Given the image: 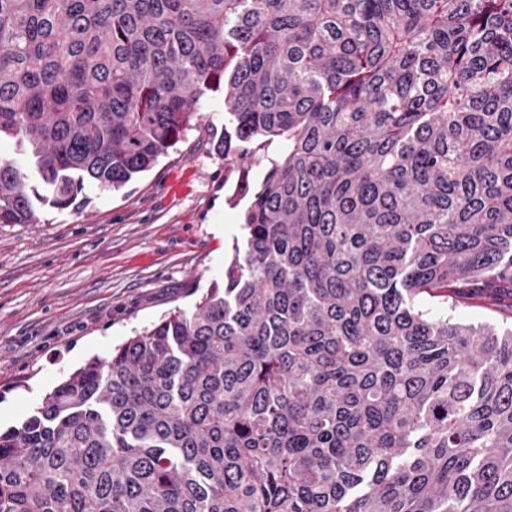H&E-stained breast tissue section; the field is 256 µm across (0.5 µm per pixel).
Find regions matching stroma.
<instances>
[{
	"label": "stroma",
	"mask_w": 512,
	"mask_h": 512,
	"mask_svg": "<svg viewBox=\"0 0 512 512\" xmlns=\"http://www.w3.org/2000/svg\"><path fill=\"white\" fill-rule=\"evenodd\" d=\"M228 116L209 97L194 129L117 191L86 185L80 207H43L37 224H0V429L20 425L72 370L192 308L222 280L243 236L229 205L213 129ZM436 316L512 328L487 300H425Z\"/></svg>",
	"instance_id": "obj_1"
}]
</instances>
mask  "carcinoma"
I'll return each mask as SVG.
<instances>
[{
  "label": "carcinoma",
  "instance_id": "1",
  "mask_svg": "<svg viewBox=\"0 0 512 512\" xmlns=\"http://www.w3.org/2000/svg\"><path fill=\"white\" fill-rule=\"evenodd\" d=\"M219 92L223 281L0 432V512H512V329L416 303L512 300V0H0V224Z\"/></svg>",
  "mask_w": 512,
  "mask_h": 512
}]
</instances>
